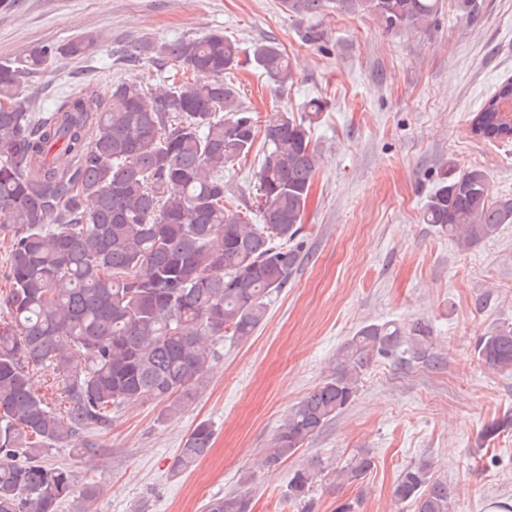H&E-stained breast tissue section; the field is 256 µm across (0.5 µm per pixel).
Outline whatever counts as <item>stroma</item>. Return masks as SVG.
Wrapping results in <instances>:
<instances>
[{
	"mask_svg": "<svg viewBox=\"0 0 512 512\" xmlns=\"http://www.w3.org/2000/svg\"><path fill=\"white\" fill-rule=\"evenodd\" d=\"M442 2L430 28L397 36L332 4L291 17L281 0H16L0 9V62L42 42L99 37L84 58L60 56L21 74V94L39 112L91 82L163 83L166 67L127 61L130 45L215 29L245 53L273 39L291 60L294 82L283 88L247 56L231 73L259 124L311 97L329 102L311 126L320 162L304 216L306 258L272 295L255 336L216 343V364L181 414L130 403L109 429L48 450L47 462L65 465L76 488L102 484L88 512H205L212 496L240 489L252 492L253 512H303L288 498V480L313 461V512L343 503L353 512H414L393 489L405 466L423 460L454 487L450 512L512 499V432L482 435L512 414V372L488 367L476 349L486 331L512 323V224L462 250L421 220L444 162L459 173L484 170L493 196L512 198V144L476 139L470 127L512 76V0ZM311 27L318 42L305 38ZM262 158L253 151L229 172L227 207L256 211ZM387 320L427 322L438 364L375 359L351 406L295 456L263 466L279 425L330 374L337 348L364 323ZM203 420L214 430L211 450L173 475L178 448ZM75 444L93 450L72 452ZM361 451L372 468L341 482L339 470Z\"/></svg>",
	"mask_w": 512,
	"mask_h": 512,
	"instance_id": "1",
	"label": "stroma"
}]
</instances>
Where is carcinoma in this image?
Masks as SVG:
<instances>
[{
    "instance_id": "obj_1",
    "label": "carcinoma",
    "mask_w": 512,
    "mask_h": 512,
    "mask_svg": "<svg viewBox=\"0 0 512 512\" xmlns=\"http://www.w3.org/2000/svg\"><path fill=\"white\" fill-rule=\"evenodd\" d=\"M288 15L323 13L327 0H282ZM439 0H336V10L374 17L388 33L425 27ZM98 41L82 34L60 45L31 46L17 65L0 63V212L9 215L11 317L0 321V512H59L75 495L71 471L45 463L47 450L86 429H106L112 414L137 401L165 402L179 413L196 398L215 364L214 343L254 336L270 297L299 260L295 240L315 174L307 120L326 108L304 102L260 128L225 76L240 65L237 41L220 30L169 41L145 40L133 57L172 65L156 88L115 82L89 86L49 112H33L19 92L23 71L56 57L87 55ZM251 61L273 82L293 81L288 55L274 41L253 45ZM473 135L512 142V79L500 82L471 118ZM262 142L259 223L224 204V170ZM75 159L59 168L54 151ZM422 221L462 249L512 224V199L496 200L486 172L454 175L439 166ZM482 361L512 371V326L478 339ZM397 356L432 358V336L417 322L362 325L336 352L335 371L288 412L266 459L295 455L355 400L369 364ZM44 366L63 386L53 402L32 390L30 368ZM213 429L199 422L173 471L194 468ZM372 467L354 456L348 482ZM425 461L403 469L394 491L415 512H449L448 483ZM317 464L295 470L288 498L302 501ZM206 512H251L250 495L211 498Z\"/></svg>"
}]
</instances>
